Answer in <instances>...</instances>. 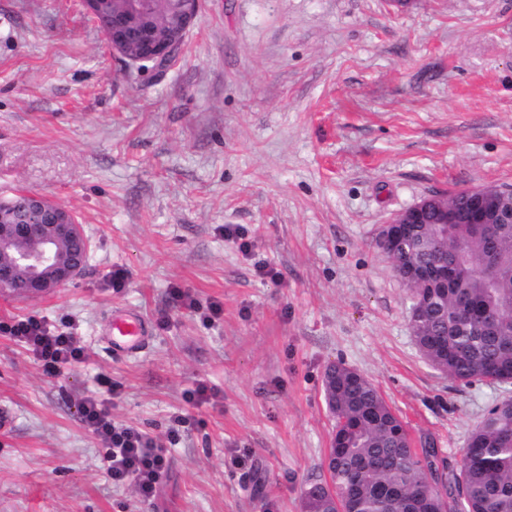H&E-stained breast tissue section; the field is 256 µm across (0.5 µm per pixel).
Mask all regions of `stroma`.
Segmentation results:
<instances>
[{
	"label": "stroma",
	"instance_id": "35a3bbf8",
	"mask_svg": "<svg viewBox=\"0 0 512 512\" xmlns=\"http://www.w3.org/2000/svg\"><path fill=\"white\" fill-rule=\"evenodd\" d=\"M501 185L512 0H204L160 75L112 54L83 0H0V198L38 192L93 244L57 294H0V321L69 326L84 351L52 376L0 335V512H303L329 480L333 363L456 465L512 387L429 365L377 241L428 195ZM127 311L151 333L118 357L101 330ZM87 398L165 448L152 501L112 482Z\"/></svg>",
	"mask_w": 512,
	"mask_h": 512
}]
</instances>
